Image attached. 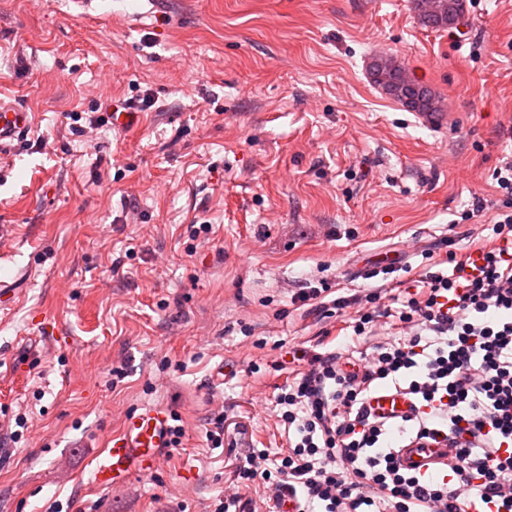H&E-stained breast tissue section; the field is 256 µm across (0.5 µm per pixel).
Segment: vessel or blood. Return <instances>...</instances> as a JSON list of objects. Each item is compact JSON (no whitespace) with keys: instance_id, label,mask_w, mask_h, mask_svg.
Listing matches in <instances>:
<instances>
[{"instance_id":"1","label":"vessel or blood","mask_w":512,"mask_h":512,"mask_svg":"<svg viewBox=\"0 0 512 512\" xmlns=\"http://www.w3.org/2000/svg\"><path fill=\"white\" fill-rule=\"evenodd\" d=\"M30 115L21 106L0 102V150L10 147L29 126ZM377 412L391 417L409 414L411 403L402 394L379 390L372 402ZM168 413L153 406L126 416L122 432L113 438L105 457L93 472L94 483L102 488L131 475L151 477L159 466L158 451L167 441ZM399 461L404 468L422 473L445 474L448 467L447 448L429 444L400 447Z\"/></svg>"}]
</instances>
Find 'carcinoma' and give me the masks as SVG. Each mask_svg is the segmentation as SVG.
<instances>
[{
  "instance_id": "cac0c4a2",
  "label": "carcinoma",
  "mask_w": 512,
  "mask_h": 512,
  "mask_svg": "<svg viewBox=\"0 0 512 512\" xmlns=\"http://www.w3.org/2000/svg\"><path fill=\"white\" fill-rule=\"evenodd\" d=\"M414 9L420 26L425 29H444L459 21L465 0H415ZM371 82L407 108L416 112H439L436 93L406 77L405 72L388 63L383 57L371 60L368 66Z\"/></svg>"
}]
</instances>
